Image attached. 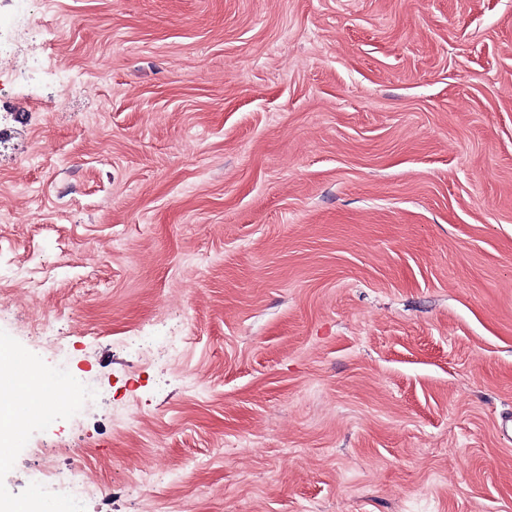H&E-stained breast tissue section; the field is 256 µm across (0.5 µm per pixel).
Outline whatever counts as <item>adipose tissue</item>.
<instances>
[{
  "label": "adipose tissue",
  "instance_id": "adipose-tissue-1",
  "mask_svg": "<svg viewBox=\"0 0 512 512\" xmlns=\"http://www.w3.org/2000/svg\"><path fill=\"white\" fill-rule=\"evenodd\" d=\"M20 353H0V460L5 459L19 432L35 414L34 405L50 386L47 374L24 370Z\"/></svg>",
  "mask_w": 512,
  "mask_h": 512
}]
</instances>
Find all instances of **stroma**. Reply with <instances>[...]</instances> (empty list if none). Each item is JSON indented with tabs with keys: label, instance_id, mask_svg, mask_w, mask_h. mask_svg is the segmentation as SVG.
Returning <instances> with one entry per match:
<instances>
[{
	"label": "stroma",
	"instance_id": "obj_1",
	"mask_svg": "<svg viewBox=\"0 0 512 512\" xmlns=\"http://www.w3.org/2000/svg\"><path fill=\"white\" fill-rule=\"evenodd\" d=\"M30 21L0 348L87 397L0 497L46 461L81 512H512V0H0Z\"/></svg>",
	"mask_w": 512,
	"mask_h": 512
}]
</instances>
